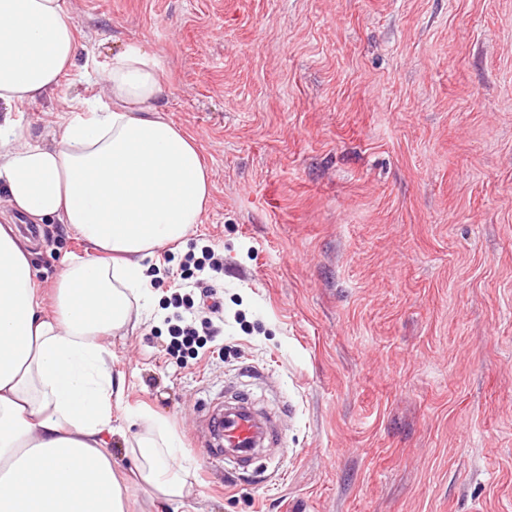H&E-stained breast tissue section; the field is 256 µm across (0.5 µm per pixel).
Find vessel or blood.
<instances>
[{"label":"vessel or blood","mask_w":512,"mask_h":512,"mask_svg":"<svg viewBox=\"0 0 512 512\" xmlns=\"http://www.w3.org/2000/svg\"><path fill=\"white\" fill-rule=\"evenodd\" d=\"M199 427L208 464L248 472L270 437L272 423L254 414L249 392L241 390L229 404L220 396L203 400Z\"/></svg>","instance_id":"b4317fda"}]
</instances>
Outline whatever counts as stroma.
Here are the masks:
<instances>
[{
	"mask_svg": "<svg viewBox=\"0 0 512 512\" xmlns=\"http://www.w3.org/2000/svg\"><path fill=\"white\" fill-rule=\"evenodd\" d=\"M75 71L18 113L51 137L125 45L212 194L110 337L124 409L165 419L197 495L147 512H512V0H65ZM51 294L88 244L43 228ZM224 254L227 314L177 363L163 320L188 245ZM247 387L279 417L259 470L208 465L196 406Z\"/></svg>",
	"mask_w": 512,
	"mask_h": 512,
	"instance_id": "stroma-1",
	"label": "stroma"
}]
</instances>
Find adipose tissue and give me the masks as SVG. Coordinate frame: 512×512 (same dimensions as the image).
<instances>
[{
	"label": "adipose tissue",
	"instance_id": "1",
	"mask_svg": "<svg viewBox=\"0 0 512 512\" xmlns=\"http://www.w3.org/2000/svg\"><path fill=\"white\" fill-rule=\"evenodd\" d=\"M75 32L64 0H0V199L95 251L60 269L47 302L28 243L0 225V512H129L110 448L125 382L103 339L140 325L147 258L200 223L212 192L194 139L160 113L164 61L142 45L112 56L106 97L72 101L52 143L17 116L72 70ZM128 420L140 480L185 506L196 490L177 433Z\"/></svg>",
	"mask_w": 512,
	"mask_h": 512
}]
</instances>
